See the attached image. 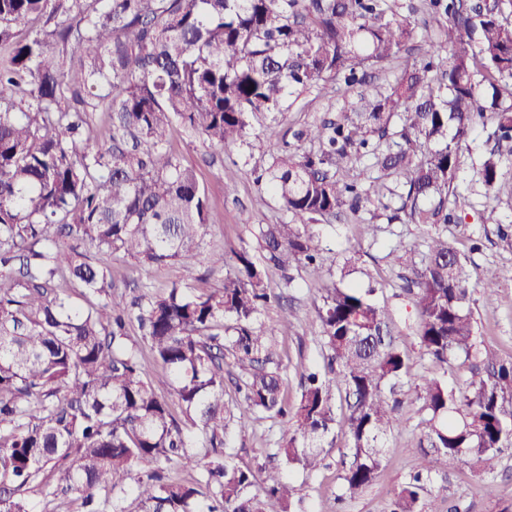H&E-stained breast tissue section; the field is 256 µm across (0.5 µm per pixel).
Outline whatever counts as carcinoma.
Masks as SVG:
<instances>
[{"mask_svg": "<svg viewBox=\"0 0 512 512\" xmlns=\"http://www.w3.org/2000/svg\"><path fill=\"white\" fill-rule=\"evenodd\" d=\"M424 4L421 57L388 88L359 94L353 111L298 130L313 149L285 147L257 176L291 220L256 225L259 254L243 248L229 265L202 248L212 208L167 148L173 126L234 145L254 118L325 77L364 84L368 67L415 39V23L389 0H0V46H11L0 66V512H36L27 493L39 487L78 494L81 512H129V494L136 512H265L267 499L295 512L284 471L320 469L338 406L351 457L344 492L361 493L382 466L383 439L406 423L394 394L412 367L377 288H325L324 366L303 370L294 402L276 341L292 314L273 328L258 316L274 298L269 270L288 283L294 266L318 269L320 218L369 205L423 230L420 265L403 284L421 351L441 366L470 363L459 387L420 376L423 451L390 512H434L441 456L496 471L512 447V358L483 346L466 307L473 272L438 225L457 220L448 193L474 127L489 116L497 142H512V0ZM43 16L55 20L49 32L32 27ZM99 110L110 114L107 146L90 135ZM356 160L373 173L367 186L337 177ZM479 175L496 197L504 156L488 152ZM189 255L223 270V287L174 285L129 303L112 277L117 256L154 267ZM134 325L140 345L128 342ZM146 351L171 373L166 395ZM226 374L237 407L281 421L279 464L259 484L226 447ZM170 462L196 479H169ZM144 463L155 469L142 476Z\"/></svg>", "mask_w": 512, "mask_h": 512, "instance_id": "1", "label": "carcinoma"}]
</instances>
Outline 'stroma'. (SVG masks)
<instances>
[{
  "label": "stroma",
  "mask_w": 512,
  "mask_h": 512,
  "mask_svg": "<svg viewBox=\"0 0 512 512\" xmlns=\"http://www.w3.org/2000/svg\"><path fill=\"white\" fill-rule=\"evenodd\" d=\"M352 96L335 82L320 83L302 93L288 112L279 117L277 130L281 137L291 138L303 126L320 122L346 109ZM491 125L477 126L467 140L462 167L454 183L455 193L448 207L458 215V222L448 224L449 241L469 255V264L478 281L473 288L469 308L476 320L478 333L495 355L512 357V247L499 238V225H512V175L506 177L495 202H488L477 171L485 152L491 148ZM170 148L186 166L193 168L208 193L212 219L204 238L208 250L232 254L241 247L257 249L250 232L254 224H281L288 216L278 201L256 182L257 175L273 161L276 150L263 137L248 138L246 143L227 148H214L201 138L174 128ZM376 225L373 234L364 233L365 225ZM317 230L324 262L318 274L305 270L295 273L290 285H283L277 271H270L269 284L282 294L285 304L294 310V325L280 337L285 384L289 400L300 394V373L311 363L321 361L320 328L316 308L321 304L322 287L339 279L338 263L345 251H353L356 270L349 282L363 281L372 274L378 282V302L391 312L395 333L413 358L411 372L404 380L406 401L403 406L408 419L405 426L389 434L385 460L374 481L352 499H341V474L348 462L349 450L344 434L323 448L324 466L313 475L299 471L289 479L304 501L306 512H389L394 491L404 482L421 456V403L416 398V384L421 375L433 372V363L422 356L409 328L415 311L401 290L402 278L409 270L389 263V252L417 249L420 230L414 224L388 223L382 210H363L341 219L319 221ZM479 240V250H471L472 240ZM113 273L118 285L128 296L158 295L175 284L188 285L197 292L222 287V271L206 270L194 257L161 267L144 268L127 259H117ZM497 286L494 300H487L482 283ZM278 428L271 421L241 418L232 425L227 440L234 448V464L263 474L275 462ZM431 501L434 512H502L512 507V448L505 450L497 471L492 475L475 473L463 460H442Z\"/></svg>",
  "instance_id": "1"
}]
</instances>
